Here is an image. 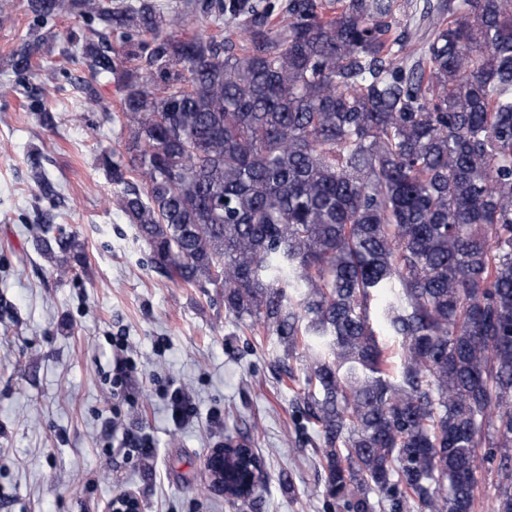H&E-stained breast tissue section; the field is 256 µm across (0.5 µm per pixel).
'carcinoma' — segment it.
I'll use <instances>...</instances> for the list:
<instances>
[{"label":"carcinoma","instance_id":"carcinoma-1","mask_svg":"<svg viewBox=\"0 0 512 512\" xmlns=\"http://www.w3.org/2000/svg\"><path fill=\"white\" fill-rule=\"evenodd\" d=\"M32 8L120 36L76 45L119 75L143 188L104 156L117 204L157 270L307 354L340 512H473L487 460L512 512V0H207L233 37L189 32L191 0ZM373 301L402 340L394 379Z\"/></svg>","mask_w":512,"mask_h":512}]
</instances>
